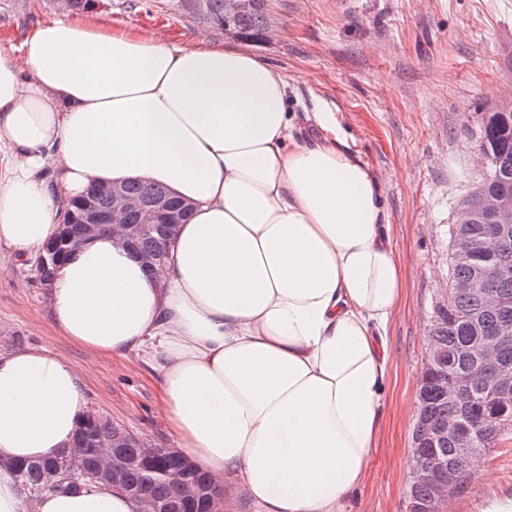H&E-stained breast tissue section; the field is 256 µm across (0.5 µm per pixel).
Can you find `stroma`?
<instances>
[{"label":"stroma","mask_w":512,"mask_h":512,"mask_svg":"<svg viewBox=\"0 0 512 512\" xmlns=\"http://www.w3.org/2000/svg\"><path fill=\"white\" fill-rule=\"evenodd\" d=\"M269 25L253 42L198 27L170 0H97L117 26L156 30L175 45L234 46L277 68L289 84L295 135L318 136L317 113L336 123L342 148L379 179L385 223L399 256L403 299L388 336L389 387L381 436L350 512H407L400 458L412 447L417 396L436 305L448 286V226L484 175L481 115L512 97V0H266ZM54 0H0V41L57 18ZM43 347L82 369L88 408L155 448L175 442L157 411L156 372L59 335L49 293L29 265L0 252V352ZM488 479L452 503L478 512L512 498V432L483 452Z\"/></svg>","instance_id":"1"}]
</instances>
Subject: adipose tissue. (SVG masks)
<instances>
[{"label": "adipose tissue", "mask_w": 512, "mask_h": 512, "mask_svg": "<svg viewBox=\"0 0 512 512\" xmlns=\"http://www.w3.org/2000/svg\"><path fill=\"white\" fill-rule=\"evenodd\" d=\"M292 134L288 81L246 51L177 46L96 15L0 44V248L35 258L91 183L141 181L192 205L164 278L103 233L50 284L55 328L159 372L180 450L255 512H347L376 446L402 273L375 173L316 118ZM79 367L0 354V512H140L121 489L25 499L10 463L70 450Z\"/></svg>", "instance_id": "1"}]
</instances>
